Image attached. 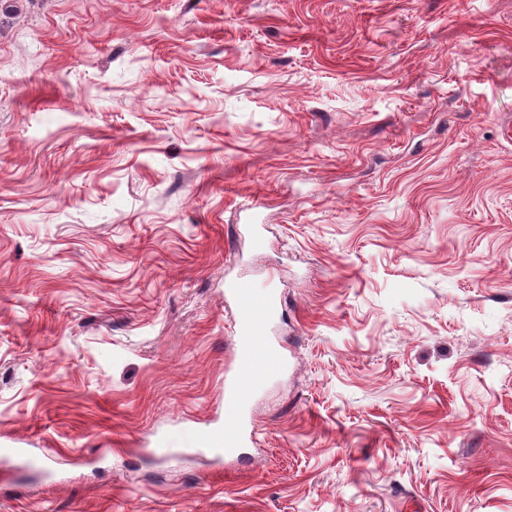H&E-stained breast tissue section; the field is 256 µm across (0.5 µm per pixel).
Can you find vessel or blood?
I'll list each match as a JSON object with an SVG mask.
<instances>
[{"instance_id":"vessel-or-blood-1","label":"vessel or blood","mask_w":512,"mask_h":512,"mask_svg":"<svg viewBox=\"0 0 512 512\" xmlns=\"http://www.w3.org/2000/svg\"><path fill=\"white\" fill-rule=\"evenodd\" d=\"M224 301L233 308L236 336L235 371L224 382V402L241 410L247 406L254 387L281 367L271 353L267 337L268 326L277 315L281 301L273 289L258 287L248 280L229 281L224 289ZM253 443V430L242 421L231 428H215L209 436L210 447L223 449L228 456Z\"/></svg>"}]
</instances>
